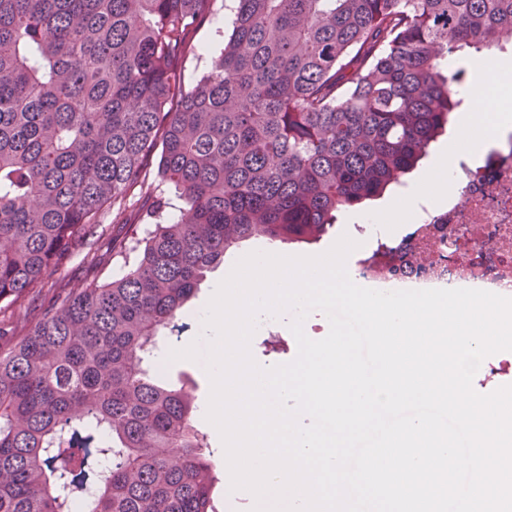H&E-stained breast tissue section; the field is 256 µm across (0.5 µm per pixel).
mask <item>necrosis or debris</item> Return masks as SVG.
<instances>
[{"label":"necrosis or debris","instance_id":"1","mask_svg":"<svg viewBox=\"0 0 512 512\" xmlns=\"http://www.w3.org/2000/svg\"><path fill=\"white\" fill-rule=\"evenodd\" d=\"M456 195L442 206L423 201L403 233L358 224L374 245L355 278L381 290L512 288V132L460 164Z\"/></svg>","mask_w":512,"mask_h":512}]
</instances>
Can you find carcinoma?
I'll use <instances>...</instances> for the list:
<instances>
[{
  "mask_svg": "<svg viewBox=\"0 0 512 512\" xmlns=\"http://www.w3.org/2000/svg\"><path fill=\"white\" fill-rule=\"evenodd\" d=\"M211 69L175 70L211 0H0V512H215L193 390L150 364L255 237L312 243L380 196L461 102L448 57L512 46V0H234ZM181 202L104 229L152 165ZM120 277L26 301L67 259Z\"/></svg>",
  "mask_w": 512,
  "mask_h": 512,
  "instance_id": "cac0c4a2",
  "label": "carcinoma"
}]
</instances>
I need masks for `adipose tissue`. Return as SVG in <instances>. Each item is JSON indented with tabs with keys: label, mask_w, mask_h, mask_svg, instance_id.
Segmentation results:
<instances>
[{
	"label": "adipose tissue",
	"mask_w": 512,
	"mask_h": 512,
	"mask_svg": "<svg viewBox=\"0 0 512 512\" xmlns=\"http://www.w3.org/2000/svg\"><path fill=\"white\" fill-rule=\"evenodd\" d=\"M474 74L475 90L469 94V107L457 121V135L446 151L440 152L418 176L407 192L388 206L373 211L371 223L393 227L401 217L412 214L416 198L430 197L432 202L445 201L456 191L455 163L466 153H477L492 145L512 129V63L487 60L470 62L458 59Z\"/></svg>",
	"instance_id": "adipose-tissue-1"
}]
</instances>
